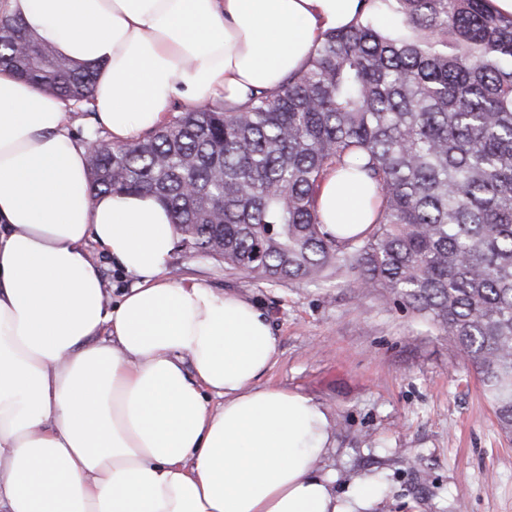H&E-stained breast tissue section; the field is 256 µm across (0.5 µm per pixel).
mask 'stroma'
<instances>
[{
	"mask_svg": "<svg viewBox=\"0 0 512 512\" xmlns=\"http://www.w3.org/2000/svg\"><path fill=\"white\" fill-rule=\"evenodd\" d=\"M167 274L264 311L278 352L262 381L329 408L335 429L324 464L337 491L376 476L377 512H512V440L470 364L422 318L349 278L269 284L179 247Z\"/></svg>",
	"mask_w": 512,
	"mask_h": 512,
	"instance_id": "obj_1",
	"label": "stroma"
}]
</instances>
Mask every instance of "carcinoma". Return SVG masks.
Returning <instances> with one entry per match:
<instances>
[{
  "label": "carcinoma",
  "instance_id": "carcinoma-1",
  "mask_svg": "<svg viewBox=\"0 0 512 512\" xmlns=\"http://www.w3.org/2000/svg\"><path fill=\"white\" fill-rule=\"evenodd\" d=\"M0 63L90 103L95 72L4 14ZM334 169L375 184L363 234L322 231L315 194ZM88 170L96 195L157 197L192 255L269 283L352 276L420 316L512 438V17L489 0H363L278 91L190 108L126 144L96 136Z\"/></svg>",
  "mask_w": 512,
  "mask_h": 512
}]
</instances>
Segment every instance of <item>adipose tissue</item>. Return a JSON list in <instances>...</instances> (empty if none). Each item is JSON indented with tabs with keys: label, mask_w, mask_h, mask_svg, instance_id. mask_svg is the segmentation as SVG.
I'll return each mask as SVG.
<instances>
[{
	"label": "adipose tissue",
	"mask_w": 512,
	"mask_h": 512,
	"mask_svg": "<svg viewBox=\"0 0 512 512\" xmlns=\"http://www.w3.org/2000/svg\"><path fill=\"white\" fill-rule=\"evenodd\" d=\"M360 0H7L64 57L94 65L113 143L175 103L274 92ZM69 105L0 66V512H374L379 483L336 493L329 411L261 384L278 338L247 297L167 275L176 233L147 193L93 196ZM379 201L329 172L330 234ZM133 279L111 300L88 249Z\"/></svg>",
	"instance_id": "ef3b65f1"
}]
</instances>
